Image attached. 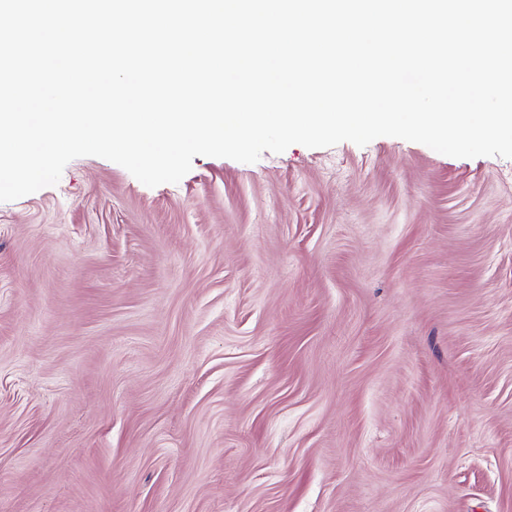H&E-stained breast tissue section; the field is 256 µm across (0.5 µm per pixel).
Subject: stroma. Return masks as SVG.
I'll return each instance as SVG.
<instances>
[{
  "label": "stroma",
  "mask_w": 512,
  "mask_h": 512,
  "mask_svg": "<svg viewBox=\"0 0 512 512\" xmlns=\"http://www.w3.org/2000/svg\"><path fill=\"white\" fill-rule=\"evenodd\" d=\"M0 512H512V159L86 156L0 202Z\"/></svg>",
  "instance_id": "obj_1"
}]
</instances>
